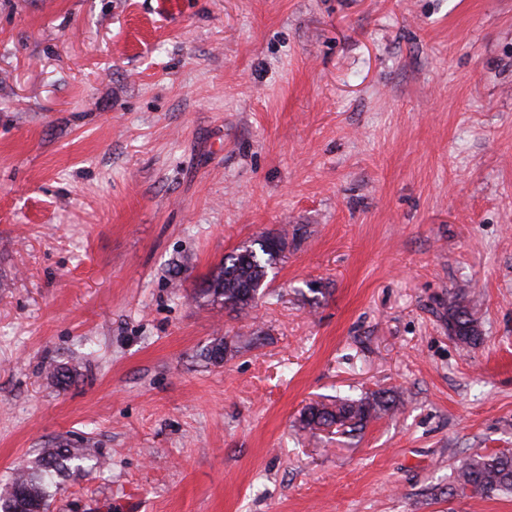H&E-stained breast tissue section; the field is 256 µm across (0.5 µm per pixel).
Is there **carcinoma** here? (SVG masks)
I'll return each instance as SVG.
<instances>
[{"label":"carcinoma","instance_id":"obj_1","mask_svg":"<svg viewBox=\"0 0 512 512\" xmlns=\"http://www.w3.org/2000/svg\"><path fill=\"white\" fill-rule=\"evenodd\" d=\"M287 240L283 235H265L243 245L210 274L195 292L194 299L202 304L219 303L224 310L240 317L253 308L260 289L284 257ZM448 335L468 346L481 341V330L474 318L465 289L455 291L448 301ZM238 348L224 337L213 339L201 357L219 364L232 357ZM399 401L395 391H379L358 398H336L330 404L310 405L301 414L299 423L304 431L333 426L345 433L363 430L371 421L394 409ZM93 458L84 449L74 448L67 441H58L43 450L38 467L15 475L10 492L0 497V512H50L48 488L55 478L78 473L83 463ZM470 493L482 498L512 494V452H480L463 458L456 469L454 492Z\"/></svg>","mask_w":512,"mask_h":512}]
</instances>
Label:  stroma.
<instances>
[{"instance_id":"1","label":"stroma","mask_w":512,"mask_h":512,"mask_svg":"<svg viewBox=\"0 0 512 512\" xmlns=\"http://www.w3.org/2000/svg\"><path fill=\"white\" fill-rule=\"evenodd\" d=\"M284 228L247 320L195 302ZM61 438L50 512H512L448 493L512 450V0H0V494ZM448 334L468 346H477L481 338L478 321L474 318L465 289L455 291L448 301ZM238 351V347L233 346L222 336L214 338L202 351L201 357L208 363L219 364L228 356L233 357ZM399 401L395 391H379L358 398H336L330 404L310 405L301 414L299 423L304 431L321 428H342L344 433L363 430L371 421L394 409Z\"/></svg>"}]
</instances>
